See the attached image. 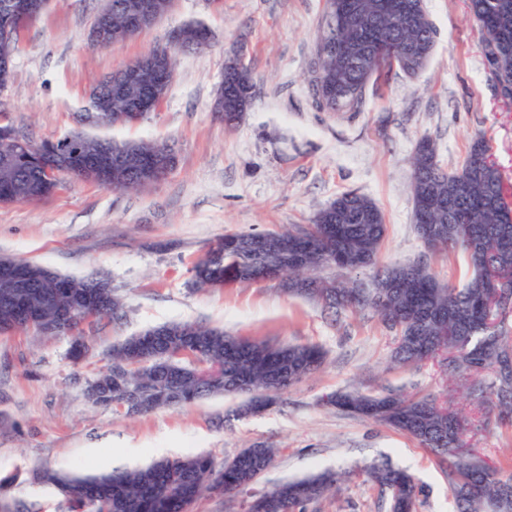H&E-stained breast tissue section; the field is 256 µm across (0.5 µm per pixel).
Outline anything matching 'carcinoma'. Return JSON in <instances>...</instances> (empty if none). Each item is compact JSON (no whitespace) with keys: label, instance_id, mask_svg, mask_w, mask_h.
<instances>
[{"label":"carcinoma","instance_id":"cac0c4a2","mask_svg":"<svg viewBox=\"0 0 512 512\" xmlns=\"http://www.w3.org/2000/svg\"><path fill=\"white\" fill-rule=\"evenodd\" d=\"M353 10L345 26L332 24L333 0H324L314 57L309 67L308 88L316 105L333 110L335 97L327 96L321 77L336 82L337 92L353 88L361 67L375 56L372 75L380 76L398 66L394 52L411 50L427 60L432 54L436 30L424 5L413 12L395 14L383 7L386 0H351ZM470 10L483 44L481 55L487 68L512 80V54H497L493 42L498 32L512 33V0H471ZM235 79L224 77L215 99L224 104V114L242 116L235 102ZM93 97L77 115L80 126L99 127L102 100L110 94L105 82L92 91ZM112 125L132 126L127 116L142 121L140 112L126 98L109 101ZM120 154H153L166 148L160 142L129 140L115 142L76 130L52 142H31L41 157L6 161L10 150L0 134V199L4 203L40 201L58 186L56 174L47 173L40 159L65 147L85 161L94 159L103 147ZM434 142L424 137L412 156L413 216L426 204L439 202L435 223L447 230V243L437 252L462 254L470 276L461 288L440 283L428 266H388L379 254L386 225L382 210L370 197L347 192L322 207L311 223L274 232L281 243H292L294 233L304 231L314 243L307 264L283 263L273 256L264 266L284 269L288 274L285 292L314 300L331 311H374L384 325L395 332L394 362L417 365L427 355L447 360L444 372L451 391L462 401L439 400L433 396H405L400 393L368 395L347 391L332 397L337 410L361 419L384 423L431 449L448 462V482L456 512H512V473L494 469L477 454L468 461L451 452L464 447V435L476 434L492 424L512 423V298L492 297L493 289L512 287V250L499 248L501 239H512V221L505 219L507 194L502 175L490 158L489 147L481 139L469 147L459 171L449 173L439 163ZM149 182H138L124 169H115L105 178L104 187L113 190H142ZM265 232L251 231L224 235L237 242L233 252L224 244L209 249L192 268V283L199 288L230 284H251L254 275L255 241ZM480 242V251L471 244ZM341 256L357 259L349 273L370 272L377 288L355 293L354 277L323 286L317 272L326 258ZM402 277L405 287L392 288ZM85 284L84 278L65 275L31 288L21 302L36 310L50 323L57 304L66 291ZM106 297L95 310V317L119 325L126 317L124 303L112 288H102ZM173 332L165 357L143 362L127 370L131 386H147L140 413L172 409L205 397L243 395L246 400L237 415L258 413L322 366L325 353L316 345L255 342L233 336L222 329L193 322H173L159 326ZM139 335L127 336L112 346L111 364L89 385L101 391L113 381L115 367L131 362ZM274 449L253 448V455L240 451L218 463L207 454L158 460L146 467L75 477L55 470L35 472L39 480L55 484L68 498L71 512H190L204 492L240 493L247 496L246 512H309L336 485L342 474L323 471L309 477L285 481L269 490L254 491V485L270 466ZM368 481L378 487L386 500L387 512H418L425 490L410 472L388 461L364 468Z\"/></svg>","mask_w":512,"mask_h":512}]
</instances>
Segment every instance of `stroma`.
<instances>
[{"mask_svg": "<svg viewBox=\"0 0 512 512\" xmlns=\"http://www.w3.org/2000/svg\"><path fill=\"white\" fill-rule=\"evenodd\" d=\"M323 0H174L150 30L104 48L86 37L103 0H51L19 34L8 120L31 139H55L76 127L102 77L201 23L208 48L181 52L156 112L132 127L106 129L115 140L168 144L176 164L160 183L113 191L69 176L35 203L0 205V255L45 264L63 274L111 278L126 307L121 326H82L90 358L69 356L72 339L34 331L0 333V512H69L68 502L34 471L76 476L140 467L204 453L216 461L255 444L276 455L258 489L324 469L356 475L319 512H385L375 486L357 471L378 460L413 473L424 485L421 512H452L447 469L411 437L345 415L331 395L387 389L444 396L436 361L391 364L394 334L370 311L332 313L278 284L198 288L192 268L224 234L310 223L339 194L354 190L383 210L381 260L424 261L436 277L460 284L463 256L422 245L413 222L411 154L431 137L453 172L475 139H484L512 195V103L502 102L486 68L469 0H424L435 46L414 76L391 70L372 78L359 112H325L308 90ZM243 49L255 77L252 108L233 128L210 110L224 60ZM172 321L219 326L270 343L313 344L321 370L283 394L279 404L242 419L235 396H215L136 418L94 405L85 388L108 363L113 344ZM490 466L512 471V425L478 436Z\"/></svg>", "mask_w": 512, "mask_h": 512, "instance_id": "stroma-1", "label": "stroma"}]
</instances>
